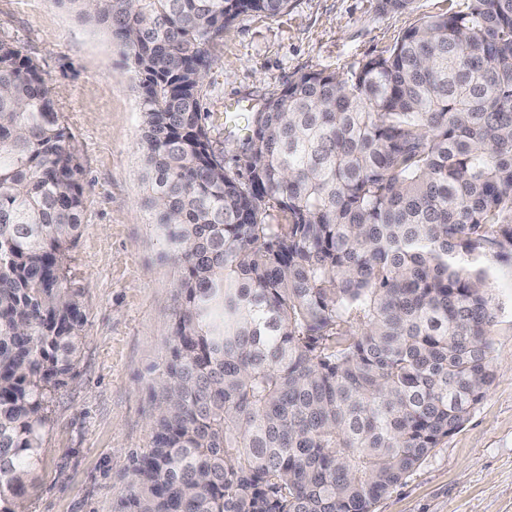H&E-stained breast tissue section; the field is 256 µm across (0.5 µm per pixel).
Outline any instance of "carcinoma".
Returning a JSON list of instances; mask_svg holds the SVG:
<instances>
[{
	"instance_id": "1",
	"label": "carcinoma",
	"mask_w": 512,
	"mask_h": 512,
	"mask_svg": "<svg viewBox=\"0 0 512 512\" xmlns=\"http://www.w3.org/2000/svg\"><path fill=\"white\" fill-rule=\"evenodd\" d=\"M142 79L147 201L178 268L126 512H371L484 399L512 270V0H463L247 119L200 112L210 47L289 0H65ZM83 167L48 79L0 40V512L41 461L86 313Z\"/></svg>"
}]
</instances>
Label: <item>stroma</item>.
I'll return each mask as SVG.
<instances>
[{"mask_svg":"<svg viewBox=\"0 0 512 512\" xmlns=\"http://www.w3.org/2000/svg\"><path fill=\"white\" fill-rule=\"evenodd\" d=\"M447 9L448 0H412L402 12L388 0H290L281 15L237 18L215 40L200 92L225 165L239 166L243 135L225 124V103L258 112L298 75L346 73ZM1 39L45 73L84 171L74 257L86 321L73 377L47 409L26 512H120L131 464L151 446L155 380L178 303L177 270L144 204L139 78L121 42L58 0H0ZM494 287L492 385L374 512H512V275L498 273Z\"/></svg>","mask_w":512,"mask_h":512,"instance_id":"35a3bbf8","label":"stroma"}]
</instances>
